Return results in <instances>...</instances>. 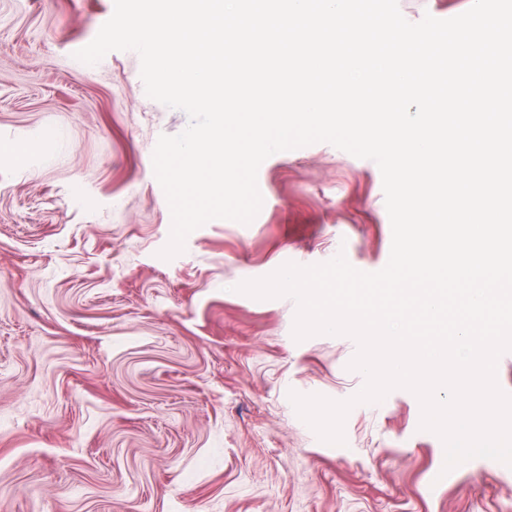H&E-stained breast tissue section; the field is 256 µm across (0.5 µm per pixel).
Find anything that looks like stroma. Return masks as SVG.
<instances>
[{
  "label": "stroma",
  "mask_w": 512,
  "mask_h": 512,
  "mask_svg": "<svg viewBox=\"0 0 512 512\" xmlns=\"http://www.w3.org/2000/svg\"><path fill=\"white\" fill-rule=\"evenodd\" d=\"M114 0H0V512H512V467L444 472L397 388L322 442L290 392L355 395L351 337L295 341L296 303L237 284L345 254L388 262L370 159L331 144L259 167L247 225L216 219L166 260L160 135L133 51L74 54Z\"/></svg>",
  "instance_id": "1"
}]
</instances>
